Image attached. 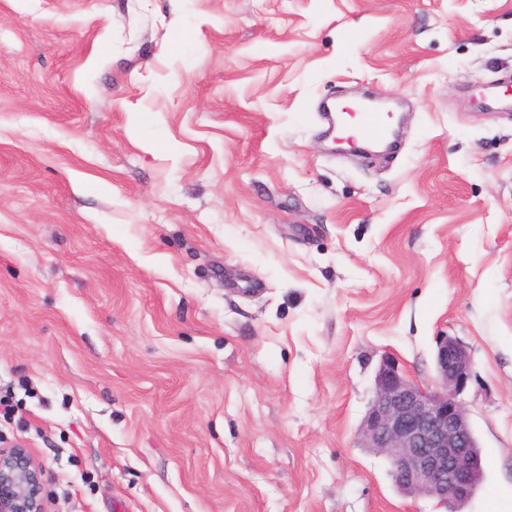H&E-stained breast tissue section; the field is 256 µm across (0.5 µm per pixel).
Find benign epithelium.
I'll return each instance as SVG.
<instances>
[{
	"label": "benign epithelium",
	"instance_id": "benign-epithelium-1",
	"mask_svg": "<svg viewBox=\"0 0 512 512\" xmlns=\"http://www.w3.org/2000/svg\"><path fill=\"white\" fill-rule=\"evenodd\" d=\"M436 379L422 385L385 356L360 427L362 445L386 458L392 481L409 497H427L458 512L483 471L477 437L461 395L472 374L467 346L437 341ZM45 469L21 446L0 449V512H45Z\"/></svg>",
	"mask_w": 512,
	"mask_h": 512
}]
</instances>
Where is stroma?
<instances>
[{"instance_id":"35a3bbf8","label":"stroma","mask_w":512,"mask_h":512,"mask_svg":"<svg viewBox=\"0 0 512 512\" xmlns=\"http://www.w3.org/2000/svg\"><path fill=\"white\" fill-rule=\"evenodd\" d=\"M404 102L336 153L324 99ZM472 356L512 512V0H0V448L46 512H438L358 430ZM364 108V116L361 125L355 135L348 138L350 148L364 149L372 147H387L391 144L395 135L390 119L392 113L378 106L386 100L384 98L368 99Z\"/></svg>"}]
</instances>
